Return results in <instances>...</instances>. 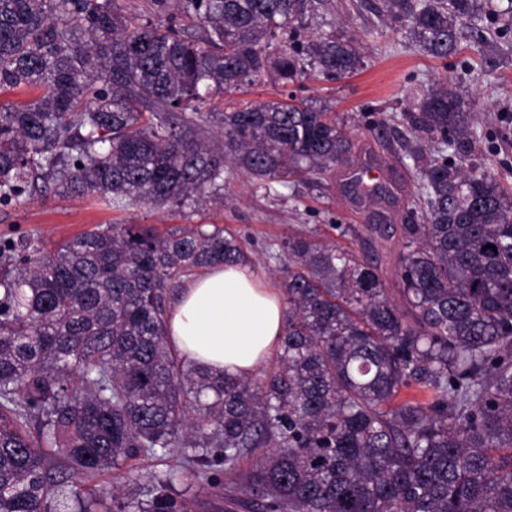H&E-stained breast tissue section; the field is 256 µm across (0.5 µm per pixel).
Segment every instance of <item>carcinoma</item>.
Instances as JSON below:
<instances>
[{
    "label": "carcinoma",
    "instance_id": "1",
    "mask_svg": "<svg viewBox=\"0 0 512 512\" xmlns=\"http://www.w3.org/2000/svg\"><path fill=\"white\" fill-rule=\"evenodd\" d=\"M176 2L155 25L118 0H0V94L37 91L0 101V203L34 171L116 209H182L224 204L236 170L267 185L349 163L344 123L291 93L198 106L269 73L286 89L355 72L353 40L304 35L315 0ZM489 2L382 12L444 58L463 26L486 41ZM400 121L416 138L410 219L336 225L363 245L397 238L399 298L364 254L306 234L271 245L287 327L265 377L187 367L164 333L185 278L250 259L232 230L108 224L50 252L0 243V512H193L204 488L224 512H512V191L470 163L483 137L453 80ZM393 124L377 112L366 131L380 143ZM175 453L144 498L87 486Z\"/></svg>",
    "mask_w": 512,
    "mask_h": 512
}]
</instances>
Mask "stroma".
<instances>
[{
	"mask_svg": "<svg viewBox=\"0 0 512 512\" xmlns=\"http://www.w3.org/2000/svg\"><path fill=\"white\" fill-rule=\"evenodd\" d=\"M324 11L325 20H312V31H333L353 39L360 46L363 65L356 73L333 81L310 77L298 95L336 113L356 152L374 151L385 170L395 173L399 182L411 183L412 162L403 147L407 129L398 127L387 143L378 144L365 131L368 115L402 112L421 85L447 75L468 100L473 124L487 134L479 165L512 188V27L493 23L483 51L471 50L465 36L459 53L435 59L410 45L404 25L384 21L368 9L365 0H327ZM375 28L381 30V37H372ZM281 92V85L267 76L242 91L213 96L201 109L221 112L250 101L277 100ZM407 206L401 196L375 206L354 202L336 173L316 183H276L265 190L237 172L224 187L223 208L192 207L180 212L146 207L115 210L92 197L59 196L53 185L40 181L18 200L0 204V240L32 234L49 251L57 242L98 224H153L163 231L183 224H218L236 229L251 258L264 270L272 264L267 245L282 237L312 231L320 240L356 250L358 240L339 236L336 225L369 223L375 210L402 224Z\"/></svg>",
	"mask_w": 512,
	"mask_h": 512,
	"instance_id": "obj_1",
	"label": "stroma"
}]
</instances>
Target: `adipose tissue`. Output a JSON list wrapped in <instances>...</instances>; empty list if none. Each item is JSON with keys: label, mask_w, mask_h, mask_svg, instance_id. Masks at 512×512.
Returning a JSON list of instances; mask_svg holds the SVG:
<instances>
[{"label": "adipose tissue", "mask_w": 512, "mask_h": 512, "mask_svg": "<svg viewBox=\"0 0 512 512\" xmlns=\"http://www.w3.org/2000/svg\"><path fill=\"white\" fill-rule=\"evenodd\" d=\"M286 311L282 289L252 263L217 265L177 290L165 334L182 361L250 377L278 351Z\"/></svg>", "instance_id": "obj_1"}]
</instances>
